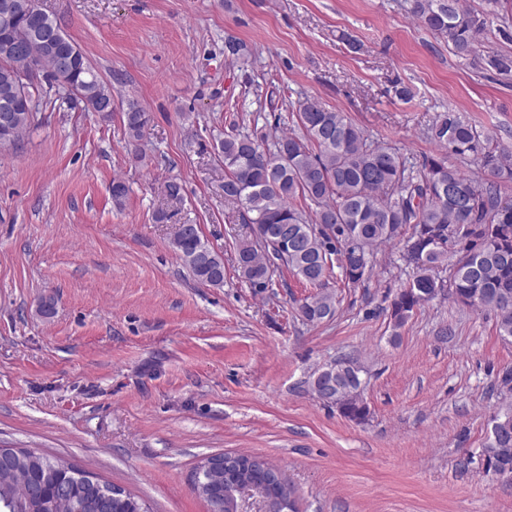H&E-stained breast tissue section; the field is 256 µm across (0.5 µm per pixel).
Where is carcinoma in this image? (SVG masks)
I'll return each mask as SVG.
<instances>
[{"mask_svg": "<svg viewBox=\"0 0 512 512\" xmlns=\"http://www.w3.org/2000/svg\"><path fill=\"white\" fill-rule=\"evenodd\" d=\"M409 11L436 35L448 38L452 54L469 64L479 61L501 75H512V52L481 54L478 35L498 13L464 7L462 0H409ZM40 27L56 33L45 51L33 37V19L0 17V47L26 38L22 59L0 57V109L13 106L7 137L16 144L44 106L62 101L93 111L112 87L77 50L60 20L41 10ZM36 72L40 79L17 90V73ZM148 117L129 100L122 108L127 140L143 136ZM300 133L272 141L239 129L235 121L213 150L224 162V198L240 206L239 220L253 236L237 246L238 268L256 293L272 286L274 274L286 268L319 289L299 306L303 321L315 325L335 317L336 297L328 290L333 272L353 286L366 281L377 258L375 248L412 228L405 259L412 277L390 306V318L402 327L415 309L438 296L468 307L481 300L494 312L496 330L512 341V199L501 187L512 182V153L495 134L480 130L464 112L441 113L427 138L461 160L476 162L474 176L448 163L445 156L426 155L419 163L398 150L369 139L343 112L316 99L298 102ZM302 199L305 206L296 204ZM173 247L192 276L202 284L224 285V258L202 237L198 225L175 235ZM362 367L351 358L314 372L310 387L322 400L336 404L344 417L362 422L368 407L360 398ZM482 448L486 470L512 479V402L498 407ZM58 463L36 454L14 462L0 460V512H149L139 498L103 499L99 489L82 484L68 498L53 493ZM32 483L46 484L39 499L28 497Z\"/></svg>", "mask_w": 512, "mask_h": 512, "instance_id": "obj_1", "label": "carcinoma"}]
</instances>
